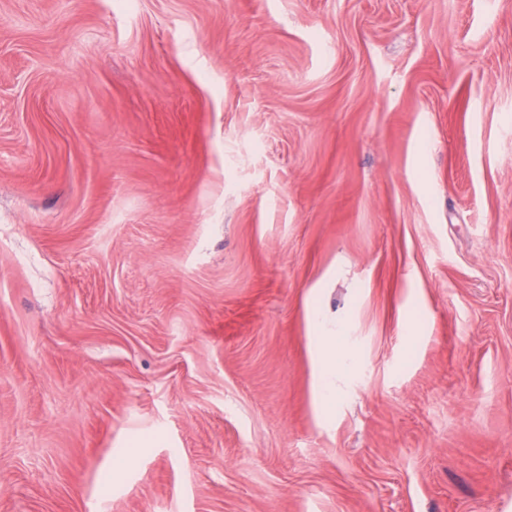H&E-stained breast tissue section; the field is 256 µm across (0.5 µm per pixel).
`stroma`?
Returning <instances> with one entry per match:
<instances>
[{
  "instance_id": "obj_1",
  "label": "stroma",
  "mask_w": 512,
  "mask_h": 512,
  "mask_svg": "<svg viewBox=\"0 0 512 512\" xmlns=\"http://www.w3.org/2000/svg\"><path fill=\"white\" fill-rule=\"evenodd\" d=\"M0 512H512V0H0ZM314 333L318 403L320 411L328 413L336 400V374L341 363L352 358V353L339 334L326 331L320 322L316 323Z\"/></svg>"
}]
</instances>
